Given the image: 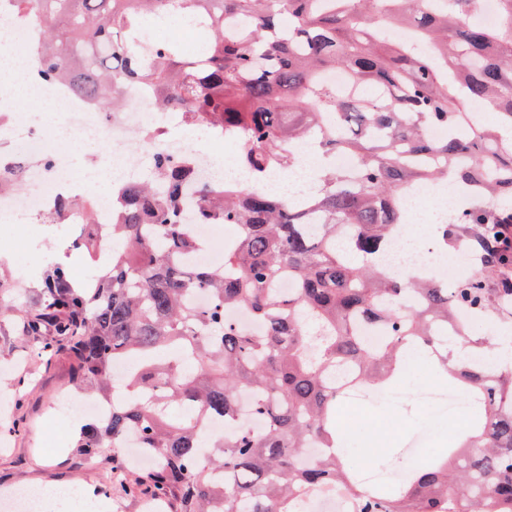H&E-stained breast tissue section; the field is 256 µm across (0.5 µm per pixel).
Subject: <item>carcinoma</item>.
<instances>
[{"label":"carcinoma","instance_id":"cac0c4a2","mask_svg":"<svg viewBox=\"0 0 512 512\" xmlns=\"http://www.w3.org/2000/svg\"><path fill=\"white\" fill-rule=\"evenodd\" d=\"M168 2L14 0L42 30L39 80L105 112L125 86L146 85L186 124L240 140L236 160L253 176L247 189L205 185L192 198L185 161L162 155L149 182L112 186V250L88 286L74 287L63 264L45 276L24 328L43 337L41 357L70 358L73 384L112 402L78 447L119 460L135 438L156 462L132 489L167 512H304L336 493L354 512H512V368L486 361L487 343L465 366L448 361L460 314L512 303V151L501 145L512 134V0H499L494 26L473 17L476 0L445 11L433 0H174L203 34L201 55L158 41L145 64L141 32ZM399 23L412 40L389 37ZM336 70L349 90L325 78ZM469 101L495 121L472 127ZM308 143L325 159L312 198L265 192L264 177ZM338 154L356 168L337 167ZM442 182L473 203L439 225L440 241L471 245L483 265L452 288L428 274L404 281L378 261L406 219L405 192ZM188 224L235 229L221 266L188 262L202 248ZM361 321L382 328L377 345ZM414 345L468 395L471 415L445 459L410 469L394 490L366 488L336 454L337 407L353 383L393 388ZM120 361L131 367L118 384ZM245 402L260 429L244 423ZM211 418L224 432H206Z\"/></svg>","mask_w":512,"mask_h":512}]
</instances>
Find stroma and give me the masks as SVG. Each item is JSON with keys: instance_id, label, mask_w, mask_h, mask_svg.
<instances>
[{"instance_id": "1", "label": "stroma", "mask_w": 512, "mask_h": 512, "mask_svg": "<svg viewBox=\"0 0 512 512\" xmlns=\"http://www.w3.org/2000/svg\"><path fill=\"white\" fill-rule=\"evenodd\" d=\"M73 241L63 221L0 225V397L10 399L8 410H0V495L23 486L75 484L90 512H142L141 495L111 482L110 453L91 459L79 448L77 432L86 417L75 408L58 409L59 397L71 388L69 360L47 364L38 358L40 339L24 332L16 313L38 305L42 281L56 263L69 265L72 284L90 281L101 261L74 249ZM436 377L430 366L408 374L402 386L413 398L400 408L378 399L343 405L353 468L391 465L419 441L426 459L452 447L456 437L447 418L420 396Z\"/></svg>"}]
</instances>
